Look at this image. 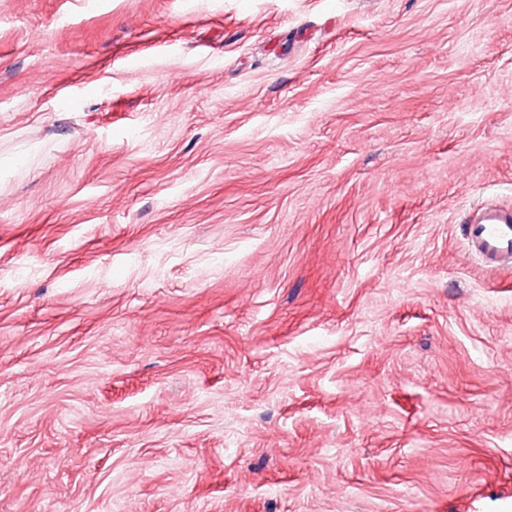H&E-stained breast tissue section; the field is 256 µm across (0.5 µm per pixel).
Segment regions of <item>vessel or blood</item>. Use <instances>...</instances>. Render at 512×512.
<instances>
[{
  "label": "vessel or blood",
  "mask_w": 512,
  "mask_h": 512,
  "mask_svg": "<svg viewBox=\"0 0 512 512\" xmlns=\"http://www.w3.org/2000/svg\"><path fill=\"white\" fill-rule=\"evenodd\" d=\"M463 236L470 250L488 262L512 258V209L488 208L479 216L465 217Z\"/></svg>",
  "instance_id": "vessel-or-blood-1"
}]
</instances>
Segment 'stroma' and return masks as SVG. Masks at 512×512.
I'll return each instance as SVG.
<instances>
[{
    "instance_id": "stroma-1",
    "label": "stroma",
    "mask_w": 512,
    "mask_h": 512,
    "mask_svg": "<svg viewBox=\"0 0 512 512\" xmlns=\"http://www.w3.org/2000/svg\"><path fill=\"white\" fill-rule=\"evenodd\" d=\"M512 0H0V512H512ZM463 236L470 250L490 263L512 259V209L487 208L478 217H465Z\"/></svg>"
}]
</instances>
